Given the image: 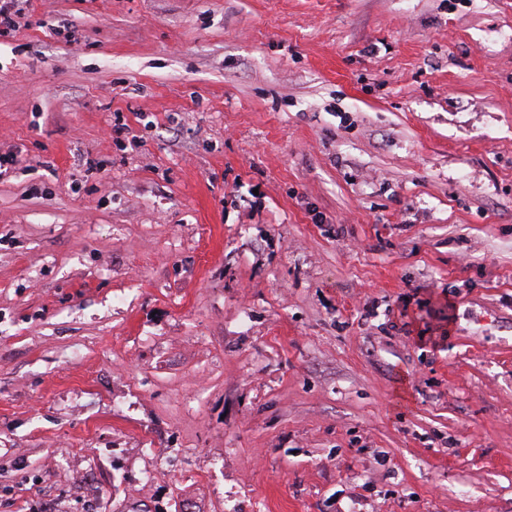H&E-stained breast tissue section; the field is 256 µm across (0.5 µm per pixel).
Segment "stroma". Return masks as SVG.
<instances>
[{
    "mask_svg": "<svg viewBox=\"0 0 512 512\" xmlns=\"http://www.w3.org/2000/svg\"><path fill=\"white\" fill-rule=\"evenodd\" d=\"M29 20L0 512H512V0Z\"/></svg>",
    "mask_w": 512,
    "mask_h": 512,
    "instance_id": "35a3bbf8",
    "label": "stroma"
}]
</instances>
